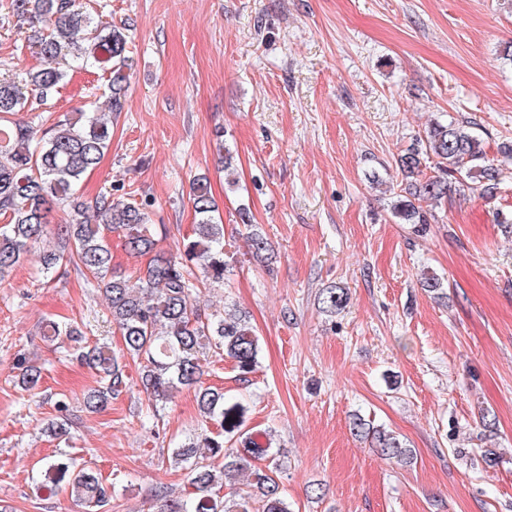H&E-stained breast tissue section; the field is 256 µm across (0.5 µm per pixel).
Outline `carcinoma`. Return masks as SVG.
Returning <instances> with one entry per match:
<instances>
[{"instance_id": "cac0c4a2", "label": "carcinoma", "mask_w": 512, "mask_h": 512, "mask_svg": "<svg viewBox=\"0 0 512 512\" xmlns=\"http://www.w3.org/2000/svg\"><path fill=\"white\" fill-rule=\"evenodd\" d=\"M12 15L41 25L32 45L43 66L27 72L26 85L44 105L58 92L66 74L59 58L71 54L82 67L109 74L111 111L123 108L127 85L128 36L124 28L95 20L78 0H10ZM29 97L12 79H0V281L20 264L30 250L40 248L43 273L75 264L85 275L104 283L124 348L109 355L84 345L81 329L71 323L49 321L44 335L69 343L73 353L95 370L99 386L84 396L85 407L96 411L122 391V360L140 365L141 384L151 406L163 405L182 389L196 393L202 422L219 426L215 434L188 439L172 453L173 464L184 471L188 490L169 494L159 487V512H294L280 486L283 461L268 453L269 446L239 432L242 407L225 404L224 392L203 386L202 358L212 353L231 359L243 373L259 363V337L235 307L208 313L190 303L207 283L224 281V225L215 221V204L206 184H193L197 216L195 236L183 240L174 254L157 249L155 229L147 214L131 203H116L102 194L94 202L97 223L84 220L85 209L74 218L47 230V215L56 205L74 200L75 188L100 162L112 140V129L96 112L67 114L42 136L9 116L23 110ZM436 158L435 174L427 175V160ZM410 178L404 193L396 195L392 215L399 224H429L432 206L453 192H462L466 180L481 179L486 189L496 188L499 168L487 156L482 140L470 127L453 120L432 122L424 137L398 157ZM248 230L251 253L271 260L267 238L254 224ZM121 231L133 255L149 256L135 278L112 267L108 234ZM345 288L330 285L319 295L321 311L333 316L346 308ZM20 380L27 389L42 381V370L26 359L18 361ZM48 430L57 437L70 433L72 420L66 403ZM356 435L370 439L375 450L398 465L410 462L411 450L392 433L360 417L352 421ZM40 487L50 495L63 484L85 505L87 512H106L116 494L92 470L75 468L69 461L48 457L39 470ZM230 487L229 496L215 489Z\"/></svg>"}]
</instances>
